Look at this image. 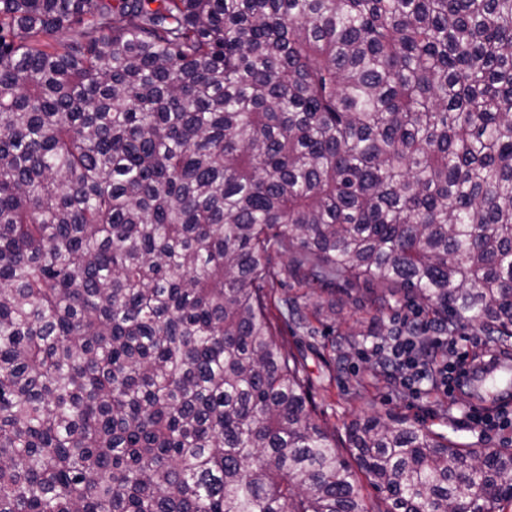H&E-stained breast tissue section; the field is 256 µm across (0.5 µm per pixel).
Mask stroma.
Returning <instances> with one entry per match:
<instances>
[{"label": "stroma", "instance_id": "obj_1", "mask_svg": "<svg viewBox=\"0 0 512 512\" xmlns=\"http://www.w3.org/2000/svg\"><path fill=\"white\" fill-rule=\"evenodd\" d=\"M374 315L362 285L336 295L337 333H357L356 346L347 360L333 364L325 337L306 343L300 336L283 338L286 348L302 350L306 372L310 377V395L319 423L336 442L338 449L347 445L345 428L356 417L381 415L385 420L408 419L422 428L445 435L453 442L467 446L500 448L512 440V427L488 431L464 424L465 414L476 406L495 408L477 386L445 395L430 383H423L419 395L412 393L392 370H378L374 337H360Z\"/></svg>", "mask_w": 512, "mask_h": 512}]
</instances>
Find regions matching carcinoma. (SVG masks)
I'll use <instances>...</instances> for the list:
<instances>
[{"label":"carcinoma","mask_w":512,"mask_h":512,"mask_svg":"<svg viewBox=\"0 0 512 512\" xmlns=\"http://www.w3.org/2000/svg\"><path fill=\"white\" fill-rule=\"evenodd\" d=\"M341 282L512 347V0H0V512H371L277 340ZM347 430L512 512V448Z\"/></svg>","instance_id":"1"}]
</instances>
